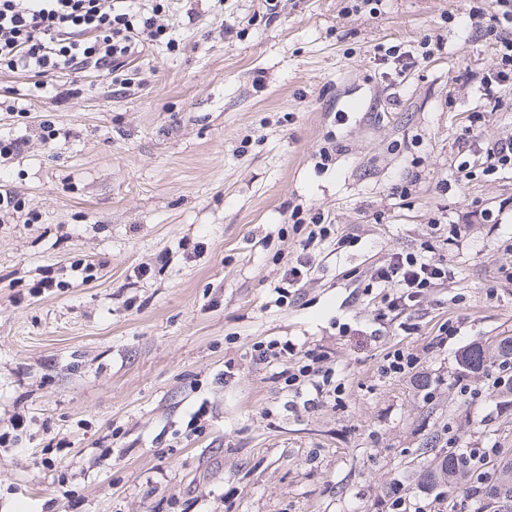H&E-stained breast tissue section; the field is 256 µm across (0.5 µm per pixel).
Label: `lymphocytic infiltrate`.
Returning a JSON list of instances; mask_svg holds the SVG:
<instances>
[{"instance_id": "1", "label": "lymphocytic infiltrate", "mask_w": 512, "mask_h": 512, "mask_svg": "<svg viewBox=\"0 0 512 512\" xmlns=\"http://www.w3.org/2000/svg\"><path fill=\"white\" fill-rule=\"evenodd\" d=\"M496 5L494 24L487 30L496 45L484 77L489 88L512 85V35L505 31L512 26V0H496ZM163 10L161 0H142L134 7L123 5L122 0H0V66L25 75L37 90L47 88L51 79L89 70L105 71L113 83H120L123 58L166 36ZM309 223L301 252L289 264L278 289L280 298H287L291 287L307 279L309 248L332 233L323 211H314ZM447 279V266L431 256L428 248L391 253L371 276L372 287L383 291L374 322L381 325L396 317L400 330L414 332L405 314ZM251 357L277 365L275 377L283 383L291 406L315 408L345 391L343 380L337 379L328 364V351L310 349L301 355L291 340L272 339L254 343Z\"/></svg>"}]
</instances>
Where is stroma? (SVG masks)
<instances>
[{
  "label": "stroma",
  "instance_id": "35a3bbf8",
  "mask_svg": "<svg viewBox=\"0 0 512 512\" xmlns=\"http://www.w3.org/2000/svg\"><path fill=\"white\" fill-rule=\"evenodd\" d=\"M353 3L169 0L170 43L130 55L126 85L91 71L25 117L0 105V132L26 140L0 164L22 200L0 214V512H378L396 483L432 499L414 480L450 439L512 449L491 379L458 386L460 351L512 336V170L484 175L461 144L512 135V85H481L491 0ZM427 38V63L386 55ZM317 208L354 242H321L278 303ZM425 243L451 279L417 334L373 339L359 293ZM49 266L58 286L31 293ZM286 337L330 351L341 401L288 408L251 358ZM396 345L417 365L379 376Z\"/></svg>",
  "mask_w": 512,
  "mask_h": 512
}]
</instances>
